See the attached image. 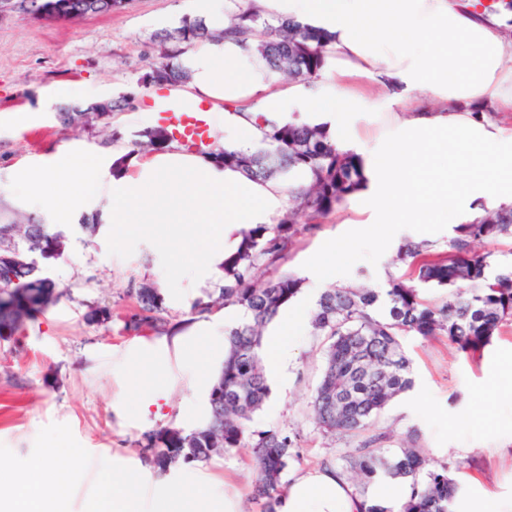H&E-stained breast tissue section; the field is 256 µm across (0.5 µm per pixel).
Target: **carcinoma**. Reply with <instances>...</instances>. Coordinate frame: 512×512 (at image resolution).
<instances>
[{
  "mask_svg": "<svg viewBox=\"0 0 512 512\" xmlns=\"http://www.w3.org/2000/svg\"><path fill=\"white\" fill-rule=\"evenodd\" d=\"M126 0H27L24 13L38 18L56 9L74 18L108 15L124 7ZM263 28L256 52L268 69L288 79L307 82L325 65L326 36L292 17L273 21L250 10L229 15L221 28L201 20L155 34L162 44L177 49L144 74L140 84L149 87L155 76L172 85L192 79L179 63L180 45L222 41L246 36ZM130 105V98L94 102L98 112L86 107H62L55 121L62 131L100 123L112 112ZM167 142L160 128L143 133L135 145L149 152ZM262 143L252 152L224 148L216 161L238 169L259 181L288 179L292 206L274 224H249L238 232L237 249L224 258V286L218 295H207L192 306V313L206 314L221 308H242L246 316L226 331L224 362L211 385L208 414L197 427L185 431L162 428L135 441L144 462L158 474L175 460L207 461L215 455L247 448L256 467L251 500L258 512H275L286 489L289 462L297 456V438L278 429L249 430L255 413L270 394L259 356L264 330L278 310L294 299L303 279L277 273L295 239L315 231L358 190L363 180L361 158L343 152L324 127L312 124L266 121ZM303 183L295 184L297 178ZM512 239V207L489 211L484 217L453 226L443 250L409 241L398 248L397 261L406 266L403 275L388 276L387 288L333 286L317 300L311 327L327 343L325 369L311 401L315 423L327 435L356 436L366 431L379 413L413 386L410 360L399 336H445L463 354L475 358L502 326L512 322V263L494 262V253H477L479 242ZM65 247L61 231L48 234L42 219L19 216L0 202V340L24 330L27 322L55 302L56 286L44 276L38 258L50 259ZM448 292L441 303H430L421 291ZM128 294L136 308L120 318L121 331L158 335L170 332L162 314V299L152 282L131 281ZM372 437L341 453L360 480L368 483L379 475L408 482V493L398 510L373 504L366 512H451L458 486L450 477L458 464L448 462L427 469L428 460L412 444L386 454Z\"/></svg>",
  "mask_w": 512,
  "mask_h": 512,
  "instance_id": "1",
  "label": "carcinoma"
}]
</instances>
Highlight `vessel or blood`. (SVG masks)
Here are the masks:
<instances>
[{
    "mask_svg": "<svg viewBox=\"0 0 512 512\" xmlns=\"http://www.w3.org/2000/svg\"><path fill=\"white\" fill-rule=\"evenodd\" d=\"M153 98L156 123L165 128L185 152L197 153L209 145L214 132L210 102H186L163 91L154 92Z\"/></svg>",
    "mask_w": 512,
    "mask_h": 512,
    "instance_id": "obj_1",
    "label": "vessel or blood"
}]
</instances>
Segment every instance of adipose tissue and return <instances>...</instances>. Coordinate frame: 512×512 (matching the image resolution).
<instances>
[{"instance_id":"ef3b65f1","label":"adipose tissue","mask_w":512,"mask_h":512,"mask_svg":"<svg viewBox=\"0 0 512 512\" xmlns=\"http://www.w3.org/2000/svg\"><path fill=\"white\" fill-rule=\"evenodd\" d=\"M264 16H291L324 29L327 63L315 92L292 87L270 91L273 78L250 46L227 38L208 43L183 64L194 87L223 99L218 121L224 145L253 149L263 118L324 126L343 149L363 159V193L372 203L369 224L352 241L363 246L374 224H463L486 211L512 205V138L500 118L512 113V36L495 19L477 14L472 0H243ZM360 77L383 93L376 111L388 129L361 135L356 116L368 100L351 83ZM248 109H238L240 100ZM102 150L62 151L47 167L11 184L37 210L60 216L108 197V219L117 238H154L189 279L217 271L239 229L263 224L289 206L286 185L260 183L207 156L170 152L145 162L138 177L102 180ZM306 301L278 313L262 340L269 375L287 378L291 336L308 319ZM225 322L175 334L172 343L184 371L210 388L212 360L224 346ZM79 459L49 448L29 468L0 466V497L19 500L28 512H60L73 491ZM402 495L383 481L357 490L335 468L295 476L276 512H364ZM86 512H240L216 482L166 481L156 486L136 472L113 467L101 496Z\"/></svg>"}]
</instances>
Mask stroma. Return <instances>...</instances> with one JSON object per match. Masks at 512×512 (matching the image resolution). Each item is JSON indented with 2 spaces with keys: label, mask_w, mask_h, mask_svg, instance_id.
Instances as JSON below:
<instances>
[{
  "label": "stroma",
  "mask_w": 512,
  "mask_h": 512,
  "mask_svg": "<svg viewBox=\"0 0 512 512\" xmlns=\"http://www.w3.org/2000/svg\"><path fill=\"white\" fill-rule=\"evenodd\" d=\"M194 16L192 0H126L120 11L81 19H33L21 12L0 17V184L11 183L21 168L47 165L63 149H133L144 132L138 113L151 105L139 79L161 60L154 35ZM85 89L101 99L127 94L132 103L113 114L110 126L59 131L54 108L75 103L76 92ZM368 215L366 199L351 198L346 209L297 238L282 271L302 275L325 245L348 247L352 222ZM89 224L95 233L86 232ZM63 232L62 255L40 262L60 298L14 340L0 341V465L26 468L62 439L64 448L76 450L83 460L67 512H85L106 465L115 461L144 468L136 440L149 431L182 428L183 409L201 400L172 353L171 386L159 418L147 425L132 420L116 402L117 390L130 382L123 363L131 349L162 350L163 339L120 333L116 322L91 323L90 312L109 306L125 313L122 295L130 281L148 280L158 288L173 324L205 323L223 318V311L200 316L191 308L222 287L224 278L198 287L171 279L170 260L155 241L129 244L113 238L97 204L64 220ZM451 233L448 223L390 225L377 234L375 246L337 269L335 282L384 287L388 275L404 272L386 239L396 245L426 241L440 250ZM400 342L412 363L414 384L386 407L370 434L379 435L381 447L392 451L412 434L431 465L457 462L451 472L459 487L452 512L511 502L512 326L503 327L476 359L441 337L405 335ZM324 350L323 339L304 325L294 339L286 383L271 384L263 409L250 423L254 431L299 434V456L288 468L292 477L325 465L345 469L339 450L359 443L355 437L323 435L314 422L310 402L323 373ZM182 472L200 482H223L227 494L241 504L250 502L256 470L248 452L195 462Z\"/></svg>",
  "instance_id": "obj_1"
}]
</instances>
